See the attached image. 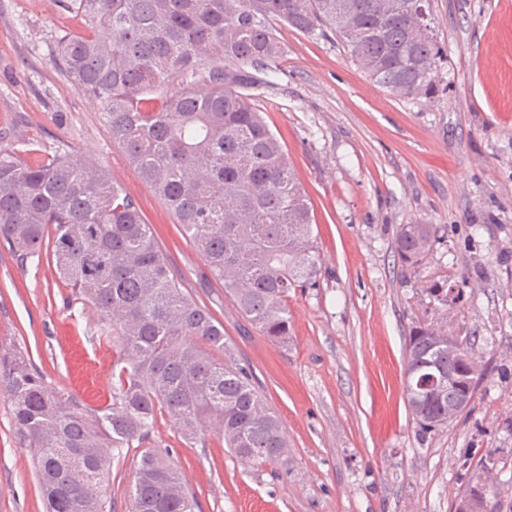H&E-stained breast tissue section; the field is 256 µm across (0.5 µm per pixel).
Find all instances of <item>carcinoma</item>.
<instances>
[{
  "label": "carcinoma",
  "mask_w": 512,
  "mask_h": 512,
  "mask_svg": "<svg viewBox=\"0 0 512 512\" xmlns=\"http://www.w3.org/2000/svg\"><path fill=\"white\" fill-rule=\"evenodd\" d=\"M84 31L59 63L102 113L112 142L172 211L239 313L288 345V293L316 283L321 258L308 199L288 154L242 89L270 83L284 54L278 26L342 40L372 81L429 96L442 48L430 0H64ZM432 224H405L396 251L420 264ZM0 238L20 265L49 254L55 273L104 321L112 402L87 408L49 386L22 353L0 352V392L31 448L47 512H112L102 494L114 451L142 449L126 512H195L197 499L159 449L143 448L168 417L194 445L206 432L245 464L275 462L288 441L224 326L181 288L136 199L111 173L67 154L30 163L0 148ZM448 328L413 327L405 395L419 427L448 425V395L419 386L428 348ZM217 350V359L210 350ZM484 512H500L484 474Z\"/></svg>",
  "instance_id": "1"
}]
</instances>
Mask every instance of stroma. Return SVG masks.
<instances>
[{
  "mask_svg": "<svg viewBox=\"0 0 512 512\" xmlns=\"http://www.w3.org/2000/svg\"><path fill=\"white\" fill-rule=\"evenodd\" d=\"M432 6L443 49L433 97L390 93L331 33L289 27L273 85L250 91L310 201L323 258L315 285L289 294L293 330L281 346L238 312L59 66V43L81 20L60 0H0V147L107 169L285 427V457L253 466L216 434L190 445L159 417L150 443L168 450L198 512H453L487 456V481L512 512V0ZM405 224L438 227L414 267L395 252ZM424 321L470 337L486 368L472 402L431 431L404 396L409 333ZM101 326L49 257L18 266L0 240V348L24 351L50 386L91 408L110 401ZM139 457L124 448L112 462L114 512H125ZM0 512H46L1 394Z\"/></svg>",
  "mask_w": 512,
  "mask_h": 512,
  "instance_id": "1",
  "label": "stroma"
}]
</instances>
